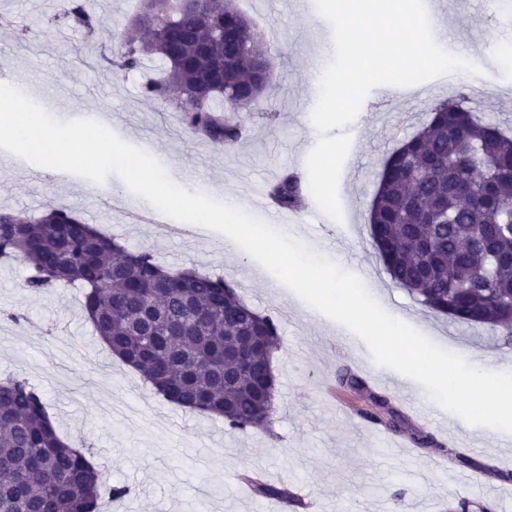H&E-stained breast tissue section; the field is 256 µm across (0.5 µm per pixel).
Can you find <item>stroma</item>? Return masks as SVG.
I'll return each instance as SVG.
<instances>
[{
    "label": "stroma",
    "instance_id": "stroma-1",
    "mask_svg": "<svg viewBox=\"0 0 512 512\" xmlns=\"http://www.w3.org/2000/svg\"><path fill=\"white\" fill-rule=\"evenodd\" d=\"M448 28L464 32L455 49L489 60L488 76L456 74L416 86L418 105L396 94L368 96L345 128L359 139L362 175L341 178L342 221L305 208L285 211L298 220L292 236L307 248L340 259L391 315L439 347L478 362L481 369L512 371V344L490 330L437 315L396 287L369 234L368 212L382 164L429 119L448 96H477L480 116L512 130V11L498 0H446ZM270 45L274 70L268 94L247 112L244 136L224 149L184 130L167 101L142 97L148 71L123 73L100 60L110 32L122 31L136 0H98L105 27L94 38L71 29L60 0H0V54L18 69L33 101L65 91L70 109L60 121L109 112L113 131L134 144L135 121L165 153L185 184L223 201L237 197L256 216V199L286 170L307 176L308 144L318 134L308 112L310 75L325 69L334 51L324 37L328 22L316 7L296 12L291 0H231ZM108 186L116 203L97 207L99 186L70 173L52 174L24 159L0 173V209L28 217L47 205H64L132 250H147L171 269L195 266L237 286L244 302L279 320L280 347L272 358L277 411L268 429L241 433L222 418L192 412L157 397L141 375L118 362L82 311L71 287L27 291L26 266L0 262V376L17 375L40 389L59 434L83 448L103 472L106 486L128 487L134 512H273L274 500L254 495L241 475L256 472L288 492L304 491L321 512H445L459 500L469 512H512V434L474 427L444 411L424 388L358 354L337 336V322L316 320L308 305L226 236L191 225L175 234L132 222L125 211L135 195L117 176ZM10 311L21 321L7 319ZM359 376L364 389L338 382L341 370ZM387 396L406 421L387 449L379 424L367 418L370 397ZM431 433L435 447H416L413 434ZM464 452L472 467L459 466Z\"/></svg>",
    "mask_w": 512,
    "mask_h": 512
}]
</instances>
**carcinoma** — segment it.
<instances>
[{
    "mask_svg": "<svg viewBox=\"0 0 512 512\" xmlns=\"http://www.w3.org/2000/svg\"><path fill=\"white\" fill-rule=\"evenodd\" d=\"M73 27L93 35L104 19L84 0H68ZM179 32L173 41L162 25L141 45L139 31L118 34L107 62L118 71L157 64L162 78L142 85L159 99L169 85L183 89L191 111L185 129L220 147L243 138V120L228 121L260 99L266 89L251 76L252 60L270 46L226 0L204 11L224 15L233 26L235 48L211 38L208 23L157 5ZM208 55L197 54L200 42ZM224 65V91L193 97L198 71ZM480 102L464 97L432 109L427 124L384 161L370 209L369 232L393 283L429 310L468 325L487 326L512 338V137L476 116ZM281 208L303 198L294 172L270 189ZM0 260L31 270L32 292L77 285L83 309L110 353L139 371L156 395L179 407L216 415L233 430L267 426L277 411L271 350L278 326L250 308L220 276L195 268L173 271L146 250H130L77 212L48 206L36 219L0 210ZM165 310L167 322L148 335L149 311ZM247 359L245 371L224 376V354ZM373 407L391 430L401 415L386 397ZM0 512H99L102 471L61 438L41 393L25 378H0ZM262 498H287L273 484L256 482Z\"/></svg>",
    "mask_w": 512,
    "mask_h": 512,
    "instance_id": "obj_1",
    "label": "carcinoma"
}]
</instances>
